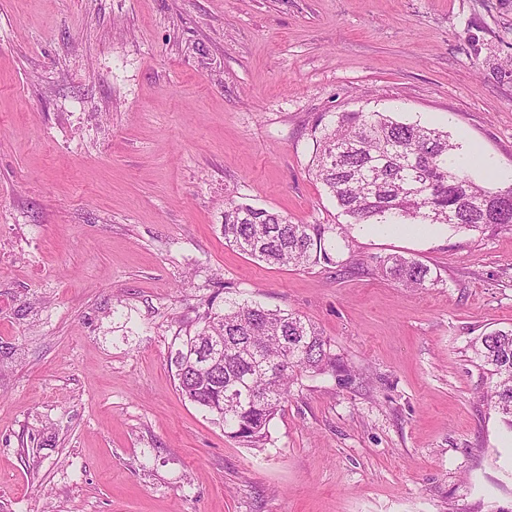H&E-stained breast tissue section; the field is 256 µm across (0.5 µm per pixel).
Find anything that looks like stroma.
<instances>
[{
  "instance_id": "obj_1",
  "label": "stroma",
  "mask_w": 512,
  "mask_h": 512,
  "mask_svg": "<svg viewBox=\"0 0 512 512\" xmlns=\"http://www.w3.org/2000/svg\"><path fill=\"white\" fill-rule=\"evenodd\" d=\"M358 111L512 186V0H0V512H512L470 348L512 328V230L351 223L309 165ZM231 201L348 237L270 266L225 245ZM217 293L309 320L353 382L228 438L169 365ZM380 269L385 275L409 289H423L437 283V276L427 265L401 254H391L379 261Z\"/></svg>"
}]
</instances>
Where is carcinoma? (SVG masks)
<instances>
[{"mask_svg": "<svg viewBox=\"0 0 512 512\" xmlns=\"http://www.w3.org/2000/svg\"><path fill=\"white\" fill-rule=\"evenodd\" d=\"M456 146L448 133L398 122L382 112H343L321 130L312 173L356 224H448L484 231L512 226V187L495 189L448 166ZM225 245L273 265L307 267L334 261L342 224H294L247 204H229ZM385 275L409 289L437 283L427 265L401 254L379 261ZM474 353L495 378L494 411L512 429V328L477 338ZM177 391L213 416L227 437L251 448L303 375L351 371L330 342L301 317L257 303L223 300L170 358Z\"/></svg>", "mask_w": 512, "mask_h": 512, "instance_id": "1", "label": "carcinoma"}]
</instances>
